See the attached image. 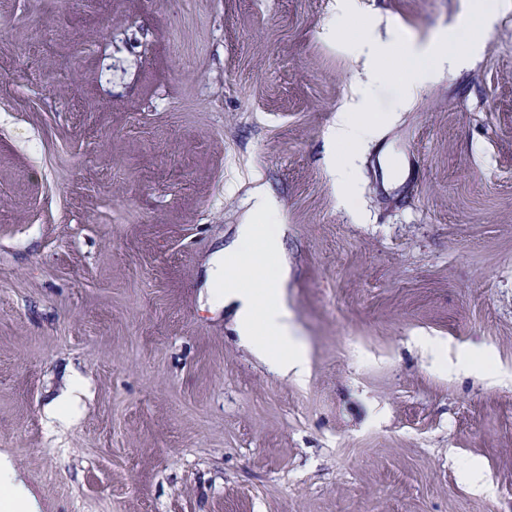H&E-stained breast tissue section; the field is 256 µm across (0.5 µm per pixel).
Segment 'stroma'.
<instances>
[{
  "label": "stroma",
  "mask_w": 512,
  "mask_h": 512,
  "mask_svg": "<svg viewBox=\"0 0 512 512\" xmlns=\"http://www.w3.org/2000/svg\"><path fill=\"white\" fill-rule=\"evenodd\" d=\"M465 5L0 0V460L38 512H512V7L403 108L356 47ZM257 187L301 383L210 299ZM369 99L364 90L357 91L336 114L332 128V139L347 152L336 159V186L343 197L355 196L356 186L351 178V169L356 149L380 133L379 117L369 112Z\"/></svg>",
  "instance_id": "stroma-1"
}]
</instances>
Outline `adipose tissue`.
Listing matches in <instances>:
<instances>
[{
	"label": "adipose tissue",
	"instance_id": "1",
	"mask_svg": "<svg viewBox=\"0 0 512 512\" xmlns=\"http://www.w3.org/2000/svg\"><path fill=\"white\" fill-rule=\"evenodd\" d=\"M492 23L493 16L482 0H474L465 22L450 27L430 42L394 40L381 47L366 39L362 45L368 58L389 59V73L399 86V102L405 105L425 82L453 67L463 49L481 43ZM379 133L380 122L369 110L365 91H357L337 112L332 128L333 140L345 149L344 155L336 160L335 171L336 185L343 197L350 198L356 193L351 169L357 148ZM255 198L256 219L239 225L235 240L225 249L224 259L218 260L209 278L223 284L225 301L236 305V329L242 343L270 360L281 376L300 382L308 371L307 351L288 322V310L281 297V273L266 266L267 256L280 250L282 230L279 225L264 221L273 207L269 198L260 191Z\"/></svg>",
	"mask_w": 512,
	"mask_h": 512
}]
</instances>
